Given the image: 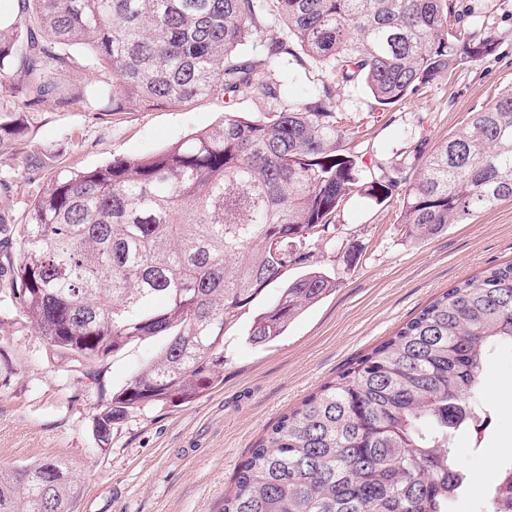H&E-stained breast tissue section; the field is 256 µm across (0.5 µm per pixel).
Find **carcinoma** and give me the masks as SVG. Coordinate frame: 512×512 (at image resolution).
<instances>
[{"label": "carcinoma", "instance_id": "cac0c4a2", "mask_svg": "<svg viewBox=\"0 0 512 512\" xmlns=\"http://www.w3.org/2000/svg\"><path fill=\"white\" fill-rule=\"evenodd\" d=\"M266 20L286 37L253 45ZM458 0H18L0 17V87L26 109L104 102L187 105L206 96L277 99L272 63L296 50L322 74L303 101L91 170L62 169L25 223L0 225V292L38 337L73 361L167 338L95 416L100 443L129 413L190 403L223 382L224 333L268 285L254 315L262 346L336 288L306 260L353 193L402 199L400 223L430 239L512 200V88L469 113L411 178L367 177L343 139L338 87L364 84L386 107L491 54L496 39ZM86 67L107 80L65 83ZM512 343V262L435 298L400 330L284 414L240 466L224 512H448L467 483L450 447L476 417L489 349ZM77 478L55 459L0 471V512H71ZM485 512H512V461Z\"/></svg>", "mask_w": 512, "mask_h": 512}]
</instances>
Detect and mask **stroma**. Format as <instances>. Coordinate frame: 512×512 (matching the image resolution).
<instances>
[{"instance_id":"35a3bbf8","label":"stroma","mask_w":512,"mask_h":512,"mask_svg":"<svg viewBox=\"0 0 512 512\" xmlns=\"http://www.w3.org/2000/svg\"><path fill=\"white\" fill-rule=\"evenodd\" d=\"M481 15L495 51L454 77L435 78L407 101L380 107L364 85L338 89V111L359 126L355 152L367 168L428 155L468 113L512 87V0H459ZM276 103L251 97L228 104L212 96L187 106L113 115L63 107L54 99L19 110L0 91V111L17 114L19 132L0 148V222L23 223L28 205L54 170H90L115 159L157 152L213 127L225 112L257 118L296 103L320 82L305 56L282 59ZM46 162L31 173L32 162ZM396 202L350 195L331 226V242L309 243L297 277L311 269L336 279L335 290L263 346L246 342L255 313L273 304L281 283L266 287L224 335V381L179 406H150L114 429L110 444L94 435V417L166 344L158 336L80 365L38 338L22 310L0 300V469L44 458L64 461L79 477L73 512H224L240 464L266 431L308 395L394 336L448 288L512 261V202L415 239L399 222ZM485 429L453 440L469 476L450 512H483L484 491L499 463L512 459V345L487 360Z\"/></svg>"}]
</instances>
